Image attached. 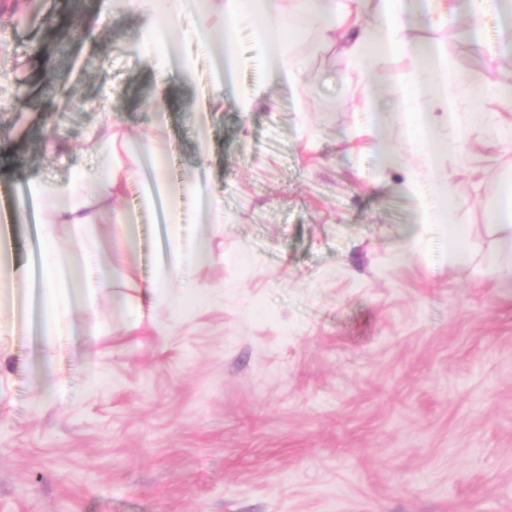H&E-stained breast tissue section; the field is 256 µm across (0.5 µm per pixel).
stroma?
Returning <instances> with one entry per match:
<instances>
[{
  "instance_id": "stroma-1",
  "label": "stroma",
  "mask_w": 512,
  "mask_h": 512,
  "mask_svg": "<svg viewBox=\"0 0 512 512\" xmlns=\"http://www.w3.org/2000/svg\"><path fill=\"white\" fill-rule=\"evenodd\" d=\"M101 0H28L16 22L0 0V289L27 278L41 250L36 224H18L26 180L96 172L90 132L107 118L131 135L152 121L147 59L130 49L141 21L118 15L93 39L81 29ZM462 0H439L457 20L423 23L419 40L446 44L459 76L493 86L512 75V33L485 16L484 45L461 31ZM296 51L316 89L298 101L271 87L249 116L225 92L211 119L210 58L171 83L164 139L175 179L204 171L224 198L210 231L183 198V244L207 235L216 261L189 267L131 347L111 292L75 307L77 341L23 330L0 308V512H512V293L483 257L497 246L492 211L512 174V145L485 123L466 127L471 154L425 169L410 131L419 103L402 83L405 54L375 58L370 80L401 164L380 167L346 139L367 102L351 82L345 40L322 44L299 21ZM237 84L267 80L253 29L240 25ZM54 141V152L43 149ZM451 182V223L468 231L470 263L441 257V235L410 250L419 209L405 171ZM140 231L127 266L154 278L159 233ZM208 285L197 301L187 284ZM66 396L43 387L40 356Z\"/></svg>"
}]
</instances>
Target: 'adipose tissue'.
<instances>
[{
	"mask_svg": "<svg viewBox=\"0 0 512 512\" xmlns=\"http://www.w3.org/2000/svg\"><path fill=\"white\" fill-rule=\"evenodd\" d=\"M287 2L208 0L196 32L198 51L212 53L220 50L221 45H232L237 35L239 14L248 11L267 51L272 82L296 98L314 95L315 90L305 80L292 43L284 37L285 30L294 26ZM301 3L321 42L335 41L340 34L351 35L348 52L360 84H367L370 64L375 57L404 52L417 59L419 66L405 82L404 90L413 95L422 85L430 87L425 106L417 115L418 132L425 141L419 156L425 166H432L437 151H464V140L449 144L436 135L438 123L455 120L454 109L458 103L475 105L491 95L512 100L511 80L490 87L458 79L443 43H422L415 39L413 32L420 18H427L438 27L451 23V15L440 10L438 0H301ZM184 10V0H170V6L165 10L160 9L159 0H105L103 14L92 23L93 28H100L109 14L119 11L143 18L147 37L138 49L146 54L154 73L155 90L147 109L156 113L157 119L136 139L116 118L107 122L101 132L91 135L90 146L107 156L104 167L96 174L77 169L64 184H46L35 178L29 180V194L36 209L43 214L39 224L42 228L41 262L46 278L41 293V318L46 334L66 332L69 315L67 283L75 277L74 272L63 268L48 225H73L76 231L73 246L81 250L85 247L87 231L102 217H110L112 249L126 253L134 220L121 201L128 185L133 182L139 183L147 207L162 206V219L172 228L182 222L181 200L187 193L203 200L212 226L224 223L223 200L211 196L200 178L185 189H177L168 177L165 159L158 149L165 134L164 117L170 110V76L176 72L184 82H192L195 59L190 55L176 56L170 50L155 53L150 49L148 37L157 32H175L181 25ZM403 186L417 200L423 225H445L449 264L469 262L471 255L465 245L464 229L447 221L448 201L452 197L450 186L423 184L411 173L407 174ZM495 221L499 243L485 263L497 275L498 287L512 292V182L499 189ZM187 260L177 234L172 231L168 235L167 248L160 251L159 277L140 284L130 278L124 263L112 262L99 268L94 288L111 291L113 301L128 314L126 332L132 335L140 329L146 311L170 303V285L182 277ZM120 281L126 284V292L115 291L114 286Z\"/></svg>",
	"mask_w": 512,
	"mask_h": 512,
	"instance_id": "ef3b65f1",
	"label": "adipose tissue"
}]
</instances>
